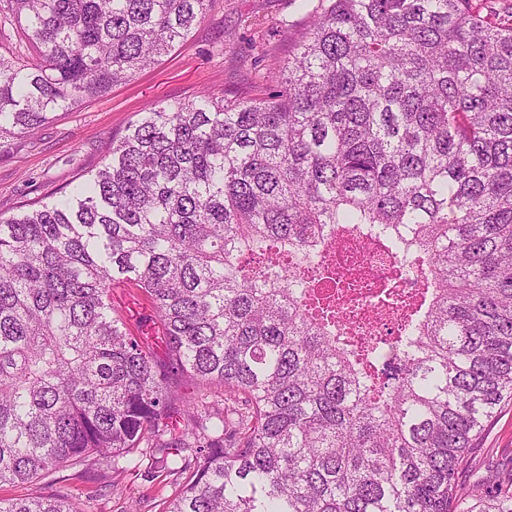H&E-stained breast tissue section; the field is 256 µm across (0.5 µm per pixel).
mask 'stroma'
<instances>
[{"instance_id": "stroma-1", "label": "stroma", "mask_w": 512, "mask_h": 512, "mask_svg": "<svg viewBox=\"0 0 512 512\" xmlns=\"http://www.w3.org/2000/svg\"><path fill=\"white\" fill-rule=\"evenodd\" d=\"M311 0H211L206 19L154 67L107 95L60 114L0 153V216L55 198L107 159L113 140L151 104L172 103L202 90L238 98L258 93L288 58L309 22ZM128 330L152 336L154 316L143 292L130 285L112 290ZM512 480V400L486 423L459 469V480L476 504L485 476ZM97 471L57 483L79 512H162L171 492L161 474L116 473L114 489L101 491Z\"/></svg>"}]
</instances>
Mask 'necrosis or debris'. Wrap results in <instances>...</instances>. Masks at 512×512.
I'll use <instances>...</instances> for the list:
<instances>
[{
  "instance_id": "necrosis-or-debris-1",
  "label": "necrosis or debris",
  "mask_w": 512,
  "mask_h": 512,
  "mask_svg": "<svg viewBox=\"0 0 512 512\" xmlns=\"http://www.w3.org/2000/svg\"><path fill=\"white\" fill-rule=\"evenodd\" d=\"M325 264L335 270V282L322 280L311 262L299 274L322 293L350 298V305L338 311L342 338L356 341L365 336L382 353L391 354L396 329L423 287L421 274L408 272L375 240L356 232L336 238Z\"/></svg>"
}]
</instances>
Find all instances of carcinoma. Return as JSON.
Instances as JSON below:
<instances>
[{"label": "carcinoma", "instance_id": "carcinoma-1", "mask_svg": "<svg viewBox=\"0 0 512 512\" xmlns=\"http://www.w3.org/2000/svg\"><path fill=\"white\" fill-rule=\"evenodd\" d=\"M276 88L142 112L60 197L0 216V486L146 461L163 512H450L512 396V8L320 0ZM209 0H0V152L157 64ZM367 225L426 288L381 369L273 260ZM149 298L168 359L124 330ZM182 377L191 394L173 389ZM224 395L223 408L210 398ZM0 512H79L63 494ZM466 512H512L489 480ZM112 303L121 306L123 322L134 336H148L156 356L159 359H167V351L163 344L151 338L154 335L153 323L155 321L153 311L148 300L139 288L132 285H120L112 288Z\"/></svg>", "mask_w": 512, "mask_h": 512}]
</instances>
